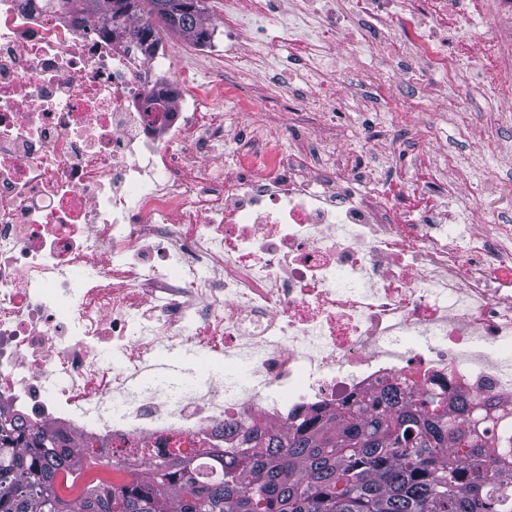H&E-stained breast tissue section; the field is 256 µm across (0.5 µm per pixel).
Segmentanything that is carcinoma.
<instances>
[{
    "instance_id": "cac0c4a2",
    "label": "carcinoma",
    "mask_w": 512,
    "mask_h": 512,
    "mask_svg": "<svg viewBox=\"0 0 512 512\" xmlns=\"http://www.w3.org/2000/svg\"><path fill=\"white\" fill-rule=\"evenodd\" d=\"M90 15H137L141 44L158 30L210 38L204 0H82ZM481 407L389 387L286 430L245 429L208 460L151 457L119 486L77 499L56 489L85 455L0 405V512H512V449L488 454L473 425ZM494 468L500 481L484 473Z\"/></svg>"
}]
</instances>
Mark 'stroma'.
Wrapping results in <instances>:
<instances>
[{"instance_id":"stroma-1","label":"stroma","mask_w":512,"mask_h":512,"mask_svg":"<svg viewBox=\"0 0 512 512\" xmlns=\"http://www.w3.org/2000/svg\"><path fill=\"white\" fill-rule=\"evenodd\" d=\"M485 22V16L478 10L461 15L447 46L449 55L457 61L458 75L448 82L441 97L431 96L432 85L440 80L435 72H422L414 84H396L394 92L398 97L415 96L422 102L418 115L407 119L392 134V139L404 144L400 156L389 157V141L378 139L356 144L378 172L396 180L404 176L423 186L430 184L445 157H453L455 164L470 172L472 178L456 186V200L448 205L452 212L457 209V200L472 199L476 184L486 174L512 175V127L489 132L487 122L500 103L489 87L476 82L483 65V52L476 47L475 36ZM464 84L470 87L465 94L460 91ZM491 133L500 141L501 150H486L485 140Z\"/></svg>"}]
</instances>
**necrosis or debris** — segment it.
I'll list each match as a JSON object with an SVG mask.
<instances>
[{"mask_svg":"<svg viewBox=\"0 0 512 512\" xmlns=\"http://www.w3.org/2000/svg\"><path fill=\"white\" fill-rule=\"evenodd\" d=\"M310 2L224 0L223 49L184 39L224 70L203 82L144 54L140 18L0 0V402L130 467L404 380L491 406L492 439L512 436V225L493 221L512 179L453 224L384 189L327 120L350 78L385 117L371 136H388L389 83L447 73L457 0H326L306 29ZM491 7L498 61L479 78L511 127L512 0ZM250 26L302 65L350 28L377 66L254 82ZM286 98L292 134L274 117Z\"/></svg>","mask_w":512,"mask_h":512,"instance_id":"1","label":"necrosis or debris"}]
</instances>
